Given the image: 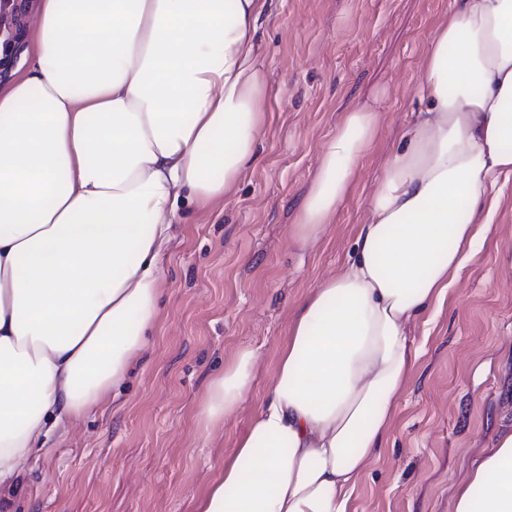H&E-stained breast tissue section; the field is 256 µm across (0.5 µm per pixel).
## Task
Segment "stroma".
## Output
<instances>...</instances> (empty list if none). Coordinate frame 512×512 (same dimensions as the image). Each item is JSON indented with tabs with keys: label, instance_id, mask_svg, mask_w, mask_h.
<instances>
[{
	"label": "stroma",
	"instance_id": "stroma-1",
	"mask_svg": "<svg viewBox=\"0 0 512 512\" xmlns=\"http://www.w3.org/2000/svg\"><path fill=\"white\" fill-rule=\"evenodd\" d=\"M38 0L0 14L18 68ZM455 0H272L257 34L270 84L253 166L211 208L182 202L160 264L162 322L112 405L55 432L26 468L13 512H192L271 389L304 297L337 274L389 158L421 102L422 61ZM380 131L333 224L294 239L325 143L346 113ZM422 353L388 442L357 490L359 512H449L460 482L512 426V181L492 229L441 309L413 332ZM243 348L259 354L249 394L212 432L210 381Z\"/></svg>",
	"mask_w": 512,
	"mask_h": 512
}]
</instances>
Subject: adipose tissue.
<instances>
[{
  "mask_svg": "<svg viewBox=\"0 0 512 512\" xmlns=\"http://www.w3.org/2000/svg\"><path fill=\"white\" fill-rule=\"evenodd\" d=\"M267 0H39L21 70L0 76V497L53 429L106 408L161 316L158 257L181 198L222 201L257 159ZM423 108L336 276L293 314L275 380L194 512H356L438 311L512 177V0H459L434 32ZM378 114L347 112L295 237L333 223ZM251 349L198 420L244 403ZM452 512H512V427Z\"/></svg>",
  "mask_w": 512,
  "mask_h": 512,
  "instance_id": "adipose-tissue-1",
  "label": "adipose tissue"
}]
</instances>
